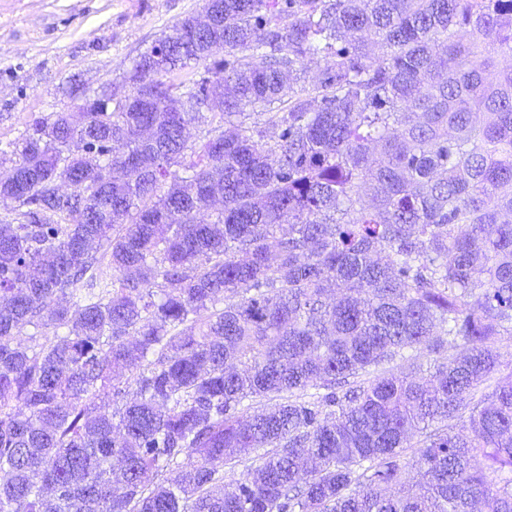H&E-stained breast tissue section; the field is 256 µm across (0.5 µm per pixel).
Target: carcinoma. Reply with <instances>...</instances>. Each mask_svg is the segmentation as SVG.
Instances as JSON below:
<instances>
[{"label": "carcinoma", "mask_w": 512, "mask_h": 512, "mask_svg": "<svg viewBox=\"0 0 512 512\" xmlns=\"http://www.w3.org/2000/svg\"><path fill=\"white\" fill-rule=\"evenodd\" d=\"M203 10L0 151V512H512V0Z\"/></svg>", "instance_id": "obj_1"}]
</instances>
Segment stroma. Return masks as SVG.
<instances>
[{
	"mask_svg": "<svg viewBox=\"0 0 512 512\" xmlns=\"http://www.w3.org/2000/svg\"><path fill=\"white\" fill-rule=\"evenodd\" d=\"M203 0H0V149L11 151L35 117L70 112L86 95L130 93L139 54Z\"/></svg>",
	"mask_w": 512,
	"mask_h": 512,
	"instance_id": "obj_1",
	"label": "stroma"
}]
</instances>
